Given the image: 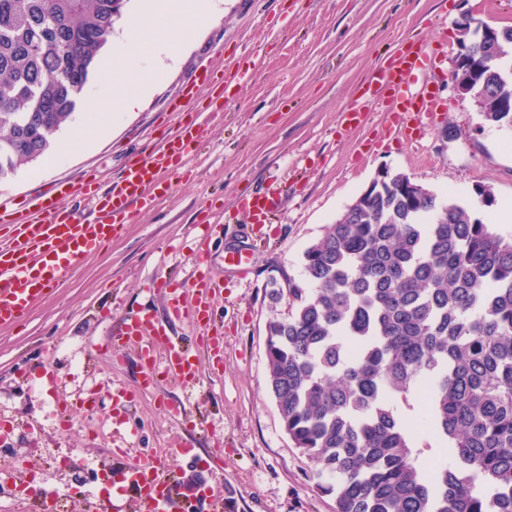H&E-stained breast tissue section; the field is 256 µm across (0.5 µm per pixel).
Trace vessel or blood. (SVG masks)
<instances>
[{"label": "vessel or blood", "instance_id": "1", "mask_svg": "<svg viewBox=\"0 0 512 512\" xmlns=\"http://www.w3.org/2000/svg\"><path fill=\"white\" fill-rule=\"evenodd\" d=\"M430 62L424 45L412 38L378 69L369 88L371 103H385L389 111L404 115L400 124L386 127V134L409 131L416 117L435 112L433 93L415 84L417 72ZM251 76V71L240 68L215 72L203 67L201 78L208 88L206 111H223L234 89ZM196 93V87L185 88L182 102L171 108L174 122L168 139L156 151L126 165L107 190H100L96 180L89 178L63 182L52 193L31 196L14 212L15 233L0 236V328L15 325L40 304L49 288L63 282L80 260L98 253L103 243L132 219L136 209L153 207L163 198L160 172L185 166L192 147L206 135L204 123L184 118ZM76 197L93 203V217L66 207V200ZM281 203L279 191L270 186L254 193L244 207L251 223L265 224ZM219 290V283L201 271L188 289L172 291L169 299L174 315L188 316L201 344L217 356L223 352V336L213 328L210 308ZM131 345L139 348L144 361L142 387L153 386L160 368L182 382H196L199 368L195 356L181 342L172 341L154 317H127L112 348L118 351ZM159 345L164 348L160 356L155 353ZM112 492L133 495L138 512H190L200 494L198 487L180 483L170 470L148 468L139 462L125 463L113 472Z\"/></svg>", "mask_w": 512, "mask_h": 512}]
</instances>
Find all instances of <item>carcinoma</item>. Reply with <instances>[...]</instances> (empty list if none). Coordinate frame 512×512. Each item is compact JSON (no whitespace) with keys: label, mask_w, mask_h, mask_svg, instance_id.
Returning a JSON list of instances; mask_svg holds the SVG:
<instances>
[{"label":"carcinoma","mask_w":512,"mask_h":512,"mask_svg":"<svg viewBox=\"0 0 512 512\" xmlns=\"http://www.w3.org/2000/svg\"><path fill=\"white\" fill-rule=\"evenodd\" d=\"M122 16L115 0H0V181L44 156L82 102ZM470 76L484 120L512 129V28ZM374 180L305 250L307 288L266 324L268 387L336 512H512V237L494 199ZM423 388L408 426L396 401ZM447 440L426 473L415 436Z\"/></svg>","instance_id":"1"}]
</instances>
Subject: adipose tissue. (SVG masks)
I'll list each match as a JSON object with an SVG mask.
<instances>
[{
    "instance_id": "obj_1",
    "label": "adipose tissue",
    "mask_w": 512,
    "mask_h": 512,
    "mask_svg": "<svg viewBox=\"0 0 512 512\" xmlns=\"http://www.w3.org/2000/svg\"><path fill=\"white\" fill-rule=\"evenodd\" d=\"M212 10L211 0H180L176 5L168 0H143L139 15L129 22L124 42L113 50L112 68L100 93L87 102L89 114L106 126L117 114L137 108L142 96L140 75L147 62L168 54L171 26H178L180 35H188L209 19Z\"/></svg>"
}]
</instances>
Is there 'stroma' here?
<instances>
[{
	"mask_svg": "<svg viewBox=\"0 0 512 512\" xmlns=\"http://www.w3.org/2000/svg\"><path fill=\"white\" fill-rule=\"evenodd\" d=\"M213 4L192 47L173 48L165 79L135 111L103 134L76 112L56 138L57 163L41 159L0 181V211L63 180L93 174L108 184L126 162L160 146L166 108L203 63L255 73L223 111L202 113L208 135L171 175L169 194L78 262L21 323L0 328V419L10 423L0 446L61 496L63 512H88L93 483L83 461L105 457L117 468L154 456L183 482L198 477L219 487L230 512H335L267 383L265 326L293 311L288 286L303 282L304 250L383 168L461 201L479 187L495 202L512 201V131L489 125L451 89L458 22L512 26V0ZM412 37L434 50L433 68L416 82L434 91L437 112L407 138L382 136L389 112L346 128L343 110L361 101L376 70ZM75 125L85 139L62 154ZM270 185L283 191L281 210L269 224H249L237 200ZM200 224L215 227L206 269L224 283L211 304L224 336L220 359L195 344L189 319L174 318L168 304V289L188 286L196 273ZM230 253L247 256L248 268L228 265ZM161 278L166 288L156 287ZM142 310L189 346L200 369L194 386L163 373L156 387L142 388L133 347L113 361V334ZM116 386L128 392L118 405ZM64 455L72 465H58Z\"/></svg>",
	"mask_w": 512,
	"mask_h": 512,
	"instance_id": "stroma-1",
	"label": "stroma"
}]
</instances>
